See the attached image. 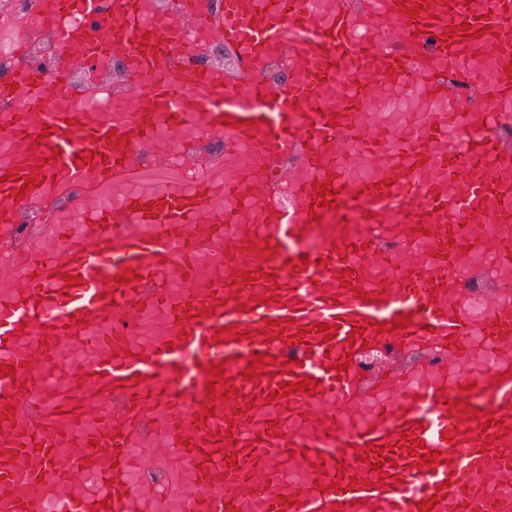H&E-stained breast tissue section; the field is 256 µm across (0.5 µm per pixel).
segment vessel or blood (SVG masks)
Masks as SVG:
<instances>
[{"label": "vessel or blood", "mask_w": 512, "mask_h": 512, "mask_svg": "<svg viewBox=\"0 0 512 512\" xmlns=\"http://www.w3.org/2000/svg\"><path fill=\"white\" fill-rule=\"evenodd\" d=\"M307 2L222 0L209 13L184 0V17L153 26L143 0H47L53 16L107 15L95 39L78 27L52 28V37L98 59L123 48V86L136 95L116 121L67 108L61 70L22 75L27 101L0 161V229L11 230L0 253V364L15 370L0 377V512H41L54 498L65 512H163L155 483L133 479L161 452L196 467L185 512H250L258 501L264 512H419L431 497L432 512H512L511 497L489 499L474 483L512 466V306L476 326L459 288L474 258L512 261V209L497 205L512 198V139L482 125L512 124L501 108L512 101V0H336L325 18ZM188 24L199 40L223 41L234 72L192 69L176 42ZM273 56L302 80L271 85ZM327 87L335 100H321ZM384 87L417 89L443 109L413 119L401 139L360 125L357 112ZM160 115L187 158L198 157L206 131L223 136L242 172L253 158L271 160L257 190L287 187L290 205L227 210L221 201L240 195L238 181L188 187L160 166L170 190L127 192L118 206L93 207L85 224L52 215L56 202L88 206L84 188L130 182ZM113 131L128 144L108 141ZM367 167L371 178H348ZM318 183L334 188L329 206ZM261 243L274 257H259ZM214 246L221 252L198 287L197 258ZM303 259L307 267L294 270ZM125 272L137 280L113 284ZM237 272L256 279L235 283ZM69 275L81 284L67 286ZM402 316L403 330L378 331ZM229 326L241 338L215 340ZM481 327L502 332L498 364L471 381L497 420L487 428L451 408L450 388L467 379L439 372L410 382L422 368L414 352L453 355ZM83 339L94 359L62 367L65 344ZM366 343L408 360L361 378L355 362ZM257 354L268 360L254 382L244 372ZM341 362L347 371H337ZM212 364L224 365L235 396L208 398ZM303 377L315 394H281ZM370 390L385 403L349 426ZM406 434L438 452L439 464L403 449ZM370 445L383 451L374 466L360 460ZM299 470L309 473L301 484L292 479ZM84 471L104 492L78 490Z\"/></svg>", "instance_id": "b4317fda"}]
</instances>
